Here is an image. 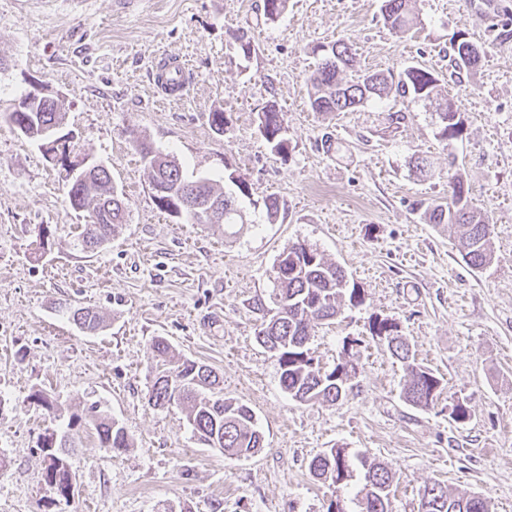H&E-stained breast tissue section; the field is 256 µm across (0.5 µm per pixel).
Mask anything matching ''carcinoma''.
I'll use <instances>...</instances> for the list:
<instances>
[{"label": "carcinoma", "mask_w": 512, "mask_h": 512, "mask_svg": "<svg viewBox=\"0 0 512 512\" xmlns=\"http://www.w3.org/2000/svg\"><path fill=\"white\" fill-rule=\"evenodd\" d=\"M287 0H263V15L270 22L284 12ZM381 15L384 26L394 33H408L423 25L415 0H382ZM450 62L459 71L474 72L486 56L484 48L469 40L453 42ZM312 54L318 57L315 69L306 79L309 105L312 111L323 114L360 112L365 108L387 109L386 119L391 125H401L408 118L411 105L432 101L440 95L438 79L420 65L410 62L397 72L355 71L351 45L339 39L332 45L317 46ZM64 106L48 99L39 101L28 112L13 111L10 116L18 123L26 122L25 136L41 142L49 154L56 153L49 128L62 123ZM440 120L438 140L443 145L456 139L464 131L462 112L446 100L437 112ZM258 130L272 150L283 155L288 149L285 113L269 105L258 113ZM136 149L147 166L152 186H162L173 197H182L187 206L184 215L193 224L201 223L196 205L209 204L222 210L223 224L232 229L246 223L239 204V196L247 194L244 181L230 173L227 181L232 189H217L208 178L189 180L179 165L154 150L143 140L136 141ZM456 157L448 154V184L451 194L444 202L426 208L425 218L430 224H450L455 227L459 252L471 267L480 269L494 260V243L489 218L474 209L467 196L461 175L451 172ZM412 172L418 178L443 177L426 156L411 157ZM70 206L88 210L89 224L82 225L79 245L88 249L95 243L101 248L112 240L116 229L126 223L127 206L123 194L112 183L107 170L93 171L81 181L62 177ZM274 288L271 303L274 313L262 322L256 340L271 352L280 371L283 390L299 402L334 404L352 389L356 367L348 361L324 371L314 363L307 343L316 324L334 319L345 302H362L361 289L350 284L345 271L327 261L316 249L295 243L284 250L273 266ZM70 319L82 314L83 325L90 331L100 326V317L86 307H66ZM371 336L384 341L392 358L404 367L407 380L403 387L404 400L421 410L429 408L439 395L441 380L427 367L417 362L408 338L401 334L398 323L389 318H377L369 323ZM153 358L157 363L149 402L155 407L176 405L192 428V433L205 445L218 444V449L229 457H249L262 447L263 435L257 426L253 411L244 404L224 398L223 380L208 365L183 358L170 368V345L162 338L152 343ZM89 422L96 430L100 446L108 452L130 447L125 429L98 407L89 410ZM76 420L71 419L67 431L55 439L51 457L43 458L44 472L61 462L56 482L44 479L56 496L69 500V482L75 480L70 464L72 444L69 432ZM365 470L362 494V512H389L395 474L377 462L360 460ZM353 457L344 448H329L309 462L310 472L318 479L340 488L351 477ZM419 512H493L491 499L479 494H453L448 486L434 481L424 485Z\"/></svg>", "instance_id": "obj_1"}]
</instances>
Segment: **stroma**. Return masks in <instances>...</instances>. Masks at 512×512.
Returning <instances> with one entry per match:
<instances>
[{"label":"stroma","mask_w":512,"mask_h":512,"mask_svg":"<svg viewBox=\"0 0 512 512\" xmlns=\"http://www.w3.org/2000/svg\"><path fill=\"white\" fill-rule=\"evenodd\" d=\"M473 2L417 0L422 29L393 34L381 0H288L274 22L262 0H0V512H326L334 498L359 512L361 465L339 491L309 471L328 448L396 473L391 512H418L433 481L512 512V0L483 18ZM237 29L254 42L250 57L232 38ZM459 33L487 51L477 73L450 66ZM340 38L359 69L415 61L439 78L465 119L450 151L420 105L397 129L376 112L311 111L312 49ZM162 54L189 64L174 106L159 105L152 88ZM39 85L63 96L64 131L124 192L128 221L104 248L75 246L86 213L71 208L57 166L9 120ZM270 104L286 114L284 158L257 129ZM215 111L229 120L224 132L209 126ZM138 139L173 156L188 178L235 172L249 188L240 233L161 211ZM452 153L473 207L492 224L495 259L483 269L465 263L450 227L422 217L424 204L447 197V180L423 181L408 167L423 154L444 170ZM269 196L282 205L274 224ZM43 224L53 245L40 255ZM296 242L364 290L361 304L344 306L309 341L327 370L353 344L358 374L333 405L289 397L256 340L272 266ZM69 305L98 311L102 327L80 329ZM376 317L395 319L418 362L441 379L430 409L404 401L403 366L369 334ZM158 337L211 366L225 397L252 409L264 434L257 453L225 457L196 440L179 409L149 405ZM37 390L54 411L29 404ZM459 401L471 410L463 423L450 417ZM94 404L131 446L110 453L94 428L75 434L74 495L56 501L39 439Z\"/></svg>","instance_id":"1"}]
</instances>
